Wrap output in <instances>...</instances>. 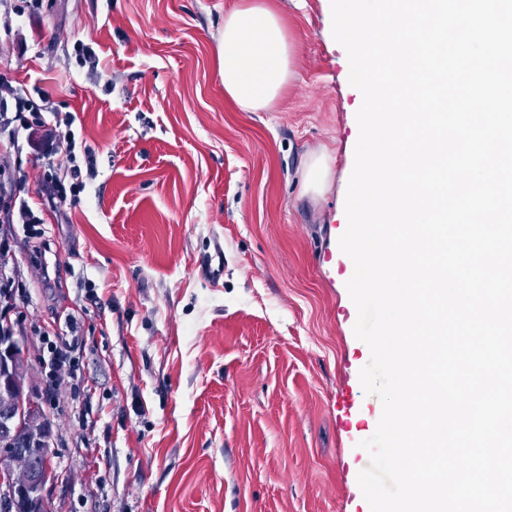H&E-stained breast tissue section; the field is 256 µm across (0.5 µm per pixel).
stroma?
Masks as SVG:
<instances>
[{"label": "stroma", "instance_id": "35a3bbf8", "mask_svg": "<svg viewBox=\"0 0 512 512\" xmlns=\"http://www.w3.org/2000/svg\"><path fill=\"white\" fill-rule=\"evenodd\" d=\"M266 2L294 76L245 112L218 51L240 0H0V74L73 113L94 168L55 214L47 160L0 150V195L40 219L1 231L56 422L47 512H371L382 403L339 247L362 95L330 0Z\"/></svg>", "mask_w": 512, "mask_h": 512}]
</instances>
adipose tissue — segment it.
I'll return each instance as SVG.
<instances>
[{
	"mask_svg": "<svg viewBox=\"0 0 512 512\" xmlns=\"http://www.w3.org/2000/svg\"><path fill=\"white\" fill-rule=\"evenodd\" d=\"M219 56L224 94L246 112L273 109L293 75L288 35L264 0L225 14Z\"/></svg>",
	"mask_w": 512,
	"mask_h": 512,
	"instance_id": "1",
	"label": "adipose tissue"
}]
</instances>
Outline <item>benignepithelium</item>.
Instances as JSON below:
<instances>
[{"instance_id": "1", "label": "benign epithelium", "mask_w": 512, "mask_h": 512, "mask_svg": "<svg viewBox=\"0 0 512 512\" xmlns=\"http://www.w3.org/2000/svg\"><path fill=\"white\" fill-rule=\"evenodd\" d=\"M7 266H0V507L45 512L54 421L29 381L27 337L10 320Z\"/></svg>"}]
</instances>
